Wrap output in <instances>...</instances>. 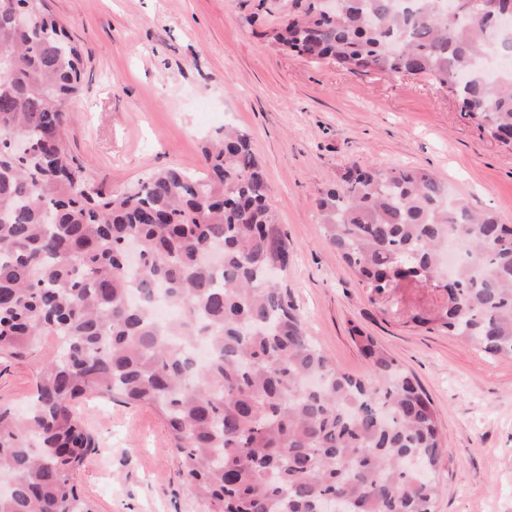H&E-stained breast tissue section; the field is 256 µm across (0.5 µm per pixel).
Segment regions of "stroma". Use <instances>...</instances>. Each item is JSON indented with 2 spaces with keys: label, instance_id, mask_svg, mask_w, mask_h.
Masks as SVG:
<instances>
[{
  "label": "stroma",
  "instance_id": "35a3bbf8",
  "mask_svg": "<svg viewBox=\"0 0 512 512\" xmlns=\"http://www.w3.org/2000/svg\"><path fill=\"white\" fill-rule=\"evenodd\" d=\"M86 59L66 145L92 182L119 191L165 167L203 169L207 136L247 134L268 203L295 247L288 293L310 336L340 370L366 374L350 329L374 336L431 397L447 455L436 512H512V359L494 358L413 315L448 301L426 283L381 298L323 241L317 191L357 162L423 167L451 198L512 224V147L425 77L351 74L271 40L288 0H47ZM42 340L0 355V405L25 412L54 354ZM96 439L78 478L97 512H210L179 474L167 428L149 406L87 398Z\"/></svg>",
  "mask_w": 512,
  "mask_h": 512
}]
</instances>
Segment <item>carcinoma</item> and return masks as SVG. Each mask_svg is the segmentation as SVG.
<instances>
[{
    "label": "carcinoma",
    "mask_w": 512,
    "mask_h": 512,
    "mask_svg": "<svg viewBox=\"0 0 512 512\" xmlns=\"http://www.w3.org/2000/svg\"><path fill=\"white\" fill-rule=\"evenodd\" d=\"M291 0L274 40L351 73L426 76L491 136L512 144V0ZM0 353L62 345L34 401L0 406V512H96L76 478L95 447L79 398L148 405L164 420L180 473L213 512H435L445 449L438 411L373 337L352 328L368 374L313 342L283 280L295 251L267 203L248 138L207 140L205 171H151L114 193L69 152L66 103L84 87L81 47L46 0H0ZM326 244L362 287L439 275L456 247L457 300L419 320L512 358V225L448 203L426 168L353 165L319 191ZM137 242L131 269L124 243ZM182 320L161 324L152 294ZM214 359H191L195 337Z\"/></svg>",
    "instance_id": "carcinoma-1"
}]
</instances>
